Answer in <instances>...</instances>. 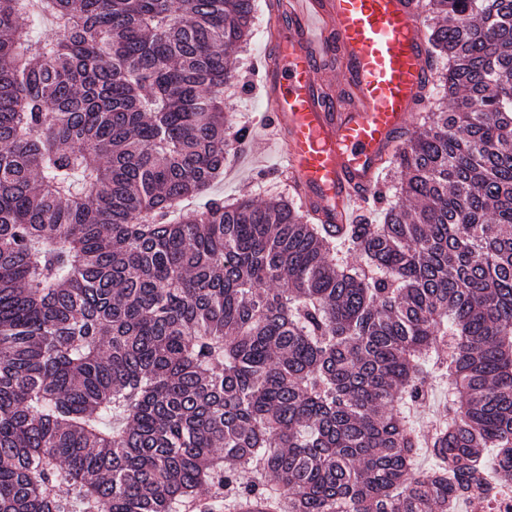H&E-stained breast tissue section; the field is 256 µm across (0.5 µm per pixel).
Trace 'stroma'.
Listing matches in <instances>:
<instances>
[{"label": "stroma", "instance_id": "obj_1", "mask_svg": "<svg viewBox=\"0 0 512 512\" xmlns=\"http://www.w3.org/2000/svg\"><path fill=\"white\" fill-rule=\"evenodd\" d=\"M288 0H255L253 34L239 54L241 79L233 83L229 93L234 106L228 111L232 128L247 127L245 145L232 152L224 164V175L209 189L210 195L231 202L246 197L255 203L275 198H288L294 191L283 173L280 148L275 133H263L255 117L265 103L261 69L269 53L268 21L274 5H287Z\"/></svg>", "mask_w": 512, "mask_h": 512}]
</instances>
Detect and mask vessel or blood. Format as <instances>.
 <instances>
[{"mask_svg": "<svg viewBox=\"0 0 512 512\" xmlns=\"http://www.w3.org/2000/svg\"><path fill=\"white\" fill-rule=\"evenodd\" d=\"M423 6L289 0L288 22L271 20L265 110L302 206L327 226L353 223L355 206L375 197L380 164L425 102Z\"/></svg>", "mask_w": 512, "mask_h": 512, "instance_id": "1", "label": "vessel or blood"}]
</instances>
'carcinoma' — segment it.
Wrapping results in <instances>:
<instances>
[{"label":"carcinoma","mask_w":512,"mask_h":512,"mask_svg":"<svg viewBox=\"0 0 512 512\" xmlns=\"http://www.w3.org/2000/svg\"><path fill=\"white\" fill-rule=\"evenodd\" d=\"M254 7L0 0V512H458L512 484V0H427L455 108L392 157L414 209L334 235L286 199L177 210L245 138Z\"/></svg>","instance_id":"carcinoma-1"}]
</instances>
